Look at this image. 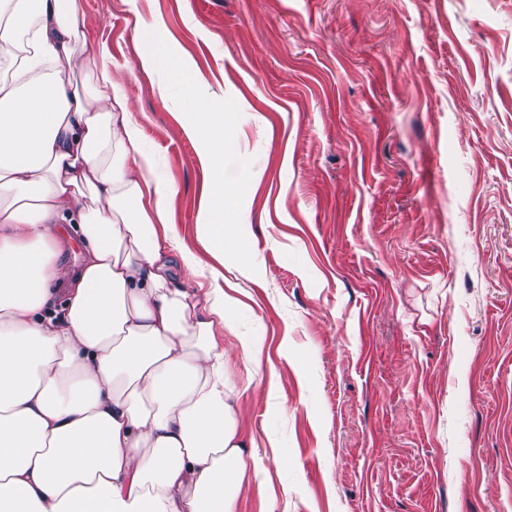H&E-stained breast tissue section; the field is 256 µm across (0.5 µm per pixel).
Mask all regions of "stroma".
<instances>
[{"label":"stroma","instance_id":"1","mask_svg":"<svg viewBox=\"0 0 512 512\" xmlns=\"http://www.w3.org/2000/svg\"><path fill=\"white\" fill-rule=\"evenodd\" d=\"M176 189L196 277L232 284L258 448L237 512H512V0H84ZM251 118L256 272L201 243L199 143L142 22ZM278 373L275 398L265 391Z\"/></svg>","mask_w":512,"mask_h":512}]
</instances>
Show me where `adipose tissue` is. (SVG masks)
I'll return each mask as SVG.
<instances>
[{"mask_svg": "<svg viewBox=\"0 0 512 512\" xmlns=\"http://www.w3.org/2000/svg\"><path fill=\"white\" fill-rule=\"evenodd\" d=\"M123 82L83 0H0V512H236L249 473L227 365L261 348L220 339L224 290L175 284Z\"/></svg>", "mask_w": 512, "mask_h": 512, "instance_id": "adipose-tissue-1", "label": "adipose tissue"}]
</instances>
